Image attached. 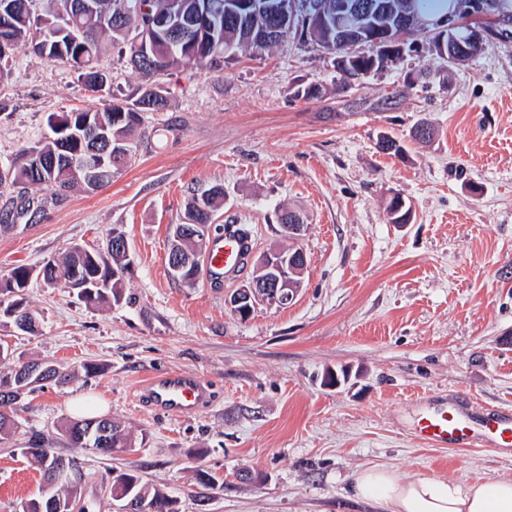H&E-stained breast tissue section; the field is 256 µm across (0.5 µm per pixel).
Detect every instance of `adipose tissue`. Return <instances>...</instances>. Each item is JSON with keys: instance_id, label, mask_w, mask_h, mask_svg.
<instances>
[{"instance_id": "ef3b65f1", "label": "adipose tissue", "mask_w": 512, "mask_h": 512, "mask_svg": "<svg viewBox=\"0 0 512 512\" xmlns=\"http://www.w3.org/2000/svg\"><path fill=\"white\" fill-rule=\"evenodd\" d=\"M350 491L381 512H512L510 477L471 483L435 476L403 479L377 464L356 471Z\"/></svg>"}]
</instances>
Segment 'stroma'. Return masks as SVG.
I'll use <instances>...</instances> for the list:
<instances>
[{
	"label": "stroma",
	"mask_w": 512,
	"mask_h": 512,
	"mask_svg": "<svg viewBox=\"0 0 512 512\" xmlns=\"http://www.w3.org/2000/svg\"><path fill=\"white\" fill-rule=\"evenodd\" d=\"M475 2L484 49L445 83L431 79L441 61L423 48L336 93L331 57L292 30L224 72L162 75L168 105L145 113L139 151L110 185L63 198L24 189L35 210L0 220V277L73 244L105 251L116 229L131 264L120 303L90 305L34 278L25 297L37 334L0 316L1 345L72 374L25 394L18 429L0 435V512L38 497L41 470L21 453L38 441L79 459L76 512L110 503L121 473L177 497L180 512H376L349 496L352 474L371 464L403 478L512 475V447L432 448L414 435L423 409L447 394L512 410V0ZM96 66L109 92L26 51L9 57L0 164L48 134L50 113L136 96L142 78L125 43L105 44ZM311 83L323 96L297 97ZM421 120L434 125L432 142L410 143L404 160L379 151L381 133L408 140ZM215 184V223L251 225L254 254L284 245L281 209L307 223L291 306L234 317L224 299L248 267L191 287L170 275L169 227ZM393 193L410 202L409 223L389 219ZM87 363L101 373L86 374ZM167 372L200 377L207 401L182 414L143 403L144 382ZM342 372L348 381L326 385ZM75 397L124 425L133 450L107 458L72 447L61 427ZM244 467L262 483L239 484ZM199 470L224 487L200 485Z\"/></svg>",
	"instance_id": "obj_1"
}]
</instances>
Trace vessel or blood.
<instances>
[{
  "label": "vessel or blood",
  "instance_id": "vessel-or-blood-1",
  "mask_svg": "<svg viewBox=\"0 0 512 512\" xmlns=\"http://www.w3.org/2000/svg\"><path fill=\"white\" fill-rule=\"evenodd\" d=\"M252 249L250 239L232 231L225 233L206 246L208 274L221 277L243 269ZM143 395L152 407L184 413L203 403L208 390L198 378L170 372L149 380ZM416 436L436 448H507L512 446V414L492 408L476 417L463 401L451 397L420 417Z\"/></svg>",
  "mask_w": 512,
  "mask_h": 512
}]
</instances>
